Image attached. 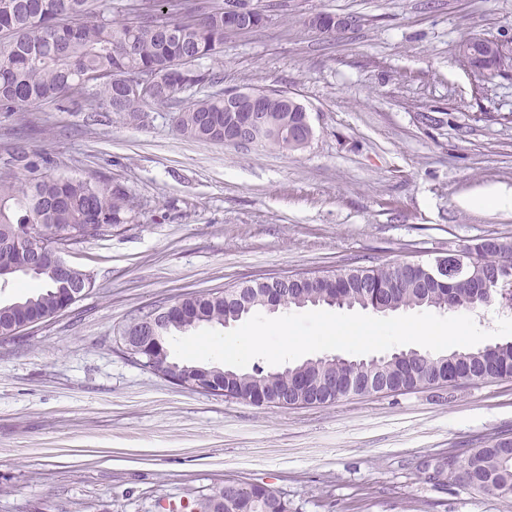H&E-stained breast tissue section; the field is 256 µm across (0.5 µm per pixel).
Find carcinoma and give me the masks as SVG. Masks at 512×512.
I'll return each mask as SVG.
<instances>
[{
	"instance_id": "carcinoma-1",
	"label": "carcinoma",
	"mask_w": 512,
	"mask_h": 512,
	"mask_svg": "<svg viewBox=\"0 0 512 512\" xmlns=\"http://www.w3.org/2000/svg\"><path fill=\"white\" fill-rule=\"evenodd\" d=\"M152 7L132 18L115 19L106 0H0V112L20 116L43 102L87 113L96 121L113 112L130 122L158 104H178L179 94L196 98L178 111L176 127L184 135L221 143L224 131L244 123L251 106L224 111L222 78L201 61L223 52L224 39L238 30L224 24L225 0H149ZM153 75L157 83L137 97H128L121 80ZM273 137L256 143L293 151L291 136L301 126L302 113L271 101L262 109ZM54 160L30 153L19 142L0 160V272L43 283L40 292L0 304V336L17 334L33 318L53 317L64 301L57 270L43 256L31 267L33 251L19 241L18 228L40 225L49 243L78 244L92 226L96 234L135 219L128 191L92 178H60L52 174ZM476 271L486 290L477 296L463 283L428 281L427 265L376 263L345 268L334 276L308 277L283 285L274 279L222 291L199 292L177 301L166 314L159 342L138 359L168 364L190 373L192 366L172 359L165 337L204 324L222 325L261 309L307 306H358L374 312L416 307L471 310L512 295V240L475 250ZM225 395L257 406L333 404L349 396L365 397L386 391L401 394L424 386L492 381L512 377V342L454 350L446 355L398 352L381 361L310 360L275 373L260 367L224 377ZM436 476L474 490L512 497V437L497 435L464 460L460 468H436ZM195 512H291V503L278 491L258 483L226 481L224 487L197 499Z\"/></svg>"
}]
</instances>
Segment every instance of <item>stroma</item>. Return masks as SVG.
I'll return each instance as SVG.
<instances>
[{
    "instance_id": "35a3bbf8",
    "label": "stroma",
    "mask_w": 512,
    "mask_h": 512,
    "mask_svg": "<svg viewBox=\"0 0 512 512\" xmlns=\"http://www.w3.org/2000/svg\"><path fill=\"white\" fill-rule=\"evenodd\" d=\"M286 2L202 65L227 90L291 92L313 127L298 151L186 137L167 105L94 125L37 106L27 147L125 187L136 219L67 253L83 297L0 338V512H165L229 479L294 512H512L424 473L512 436V378L284 409L171 384L123 350L132 318L187 293L512 238V207L482 201L512 192V73L458 58L475 34L512 41V0ZM319 13L352 23L325 33Z\"/></svg>"
}]
</instances>
